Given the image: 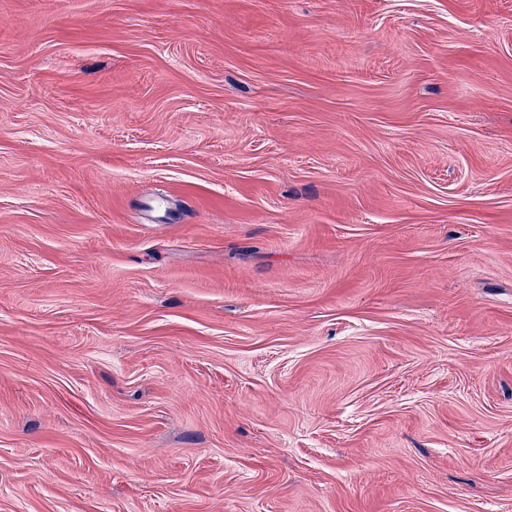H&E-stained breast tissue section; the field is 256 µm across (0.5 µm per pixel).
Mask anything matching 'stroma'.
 <instances>
[{
  "label": "stroma",
  "instance_id": "stroma-1",
  "mask_svg": "<svg viewBox=\"0 0 512 512\" xmlns=\"http://www.w3.org/2000/svg\"><path fill=\"white\" fill-rule=\"evenodd\" d=\"M0 512H512V0H0Z\"/></svg>",
  "mask_w": 512,
  "mask_h": 512
}]
</instances>
